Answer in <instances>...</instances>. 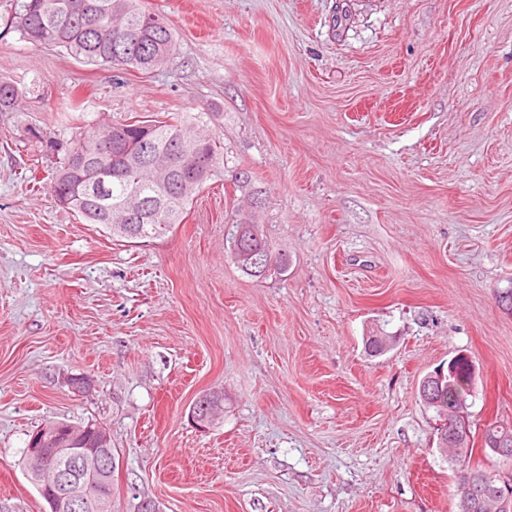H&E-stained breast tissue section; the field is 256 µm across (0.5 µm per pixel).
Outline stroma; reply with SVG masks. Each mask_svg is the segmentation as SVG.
Wrapping results in <instances>:
<instances>
[{
  "label": "stroma",
  "instance_id": "stroma-1",
  "mask_svg": "<svg viewBox=\"0 0 512 512\" xmlns=\"http://www.w3.org/2000/svg\"><path fill=\"white\" fill-rule=\"evenodd\" d=\"M142 4L176 51L115 77L0 0V79L25 92L0 112V512H48L22 460L51 421L109 432L112 512H457L418 389L465 353L474 436L512 423V0ZM177 112L224 169L156 239L62 208L24 132ZM237 222L286 273L237 268ZM240 225L241 224H234L233 227L235 228L232 237H231V246H230V255L232 260H234V263L237 265V267L246 275L257 278V279H264L271 271L272 269L279 271L280 273L284 266V264H288V256L286 254H274L268 247L267 241L263 238V235L260 233V239L262 242V245L265 250H267L270 258L274 261L272 265H270L265 272H261L259 274L252 271V267L246 265L245 263H242L239 260V251L240 249L245 246L244 242V236L240 237ZM275 256V257H273Z\"/></svg>",
  "mask_w": 512,
  "mask_h": 512
}]
</instances>
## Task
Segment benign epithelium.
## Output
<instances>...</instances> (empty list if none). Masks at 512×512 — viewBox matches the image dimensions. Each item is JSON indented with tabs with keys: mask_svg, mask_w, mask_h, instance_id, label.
<instances>
[{
	"mask_svg": "<svg viewBox=\"0 0 512 512\" xmlns=\"http://www.w3.org/2000/svg\"><path fill=\"white\" fill-rule=\"evenodd\" d=\"M444 380L440 368L424 377L420 384L421 395L428 401L435 399L437 388ZM212 395H202L190 411L191 419L200 427L213 423L209 403ZM448 447L460 448L469 437L468 404L459 400L453 416L447 422ZM51 436L55 447H45L46 436ZM111 437L101 426L96 427L94 444L89 448H67L59 433V425L47 423L35 431L24 455L26 468L34 473L53 469L58 475V489L49 498L52 512H82L84 502H96L99 512H108L112 502L109 454Z\"/></svg>",
	"mask_w": 512,
	"mask_h": 512,
	"instance_id": "obj_1",
	"label": "benign epithelium"
}]
</instances>
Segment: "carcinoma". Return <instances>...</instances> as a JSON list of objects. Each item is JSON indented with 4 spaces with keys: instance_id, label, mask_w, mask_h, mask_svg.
Wrapping results in <instances>:
<instances>
[{
    "instance_id": "obj_1",
    "label": "carcinoma",
    "mask_w": 512,
    "mask_h": 512,
    "mask_svg": "<svg viewBox=\"0 0 512 512\" xmlns=\"http://www.w3.org/2000/svg\"><path fill=\"white\" fill-rule=\"evenodd\" d=\"M6 24L37 45L59 47L79 62L111 71L134 68L151 71L164 65L176 46L174 25L141 7V0H17ZM24 92L0 81V112H16ZM204 113L174 114L162 119L127 118L114 122L98 117L75 128L71 136L50 135L29 127V142L52 158V191L61 206L89 224L111 231L118 207L131 196L145 200L134 221L143 239L164 236L183 221V214L205 183L221 173L224 151L220 142L201 130ZM245 246L240 225H234L230 255L246 275L263 279L280 271L288 255L269 253L273 264L259 274L239 260ZM475 376L458 371L448 376L431 406L438 419L455 407L457 396H473ZM72 429L69 443L86 445L87 428L63 421ZM484 447L512 448V424L486 427ZM473 447L454 453L456 482L469 476L478 481L493 476L485 495L458 502L459 512H512V470L495 471L471 465Z\"/></svg>"
}]
</instances>
